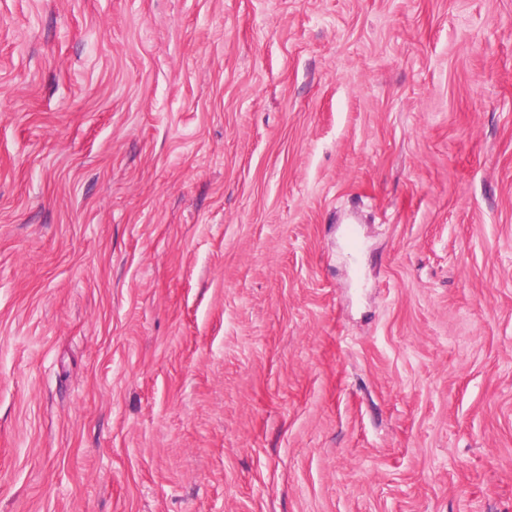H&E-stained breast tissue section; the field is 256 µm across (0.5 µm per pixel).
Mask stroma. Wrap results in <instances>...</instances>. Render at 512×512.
Instances as JSON below:
<instances>
[{"mask_svg":"<svg viewBox=\"0 0 512 512\" xmlns=\"http://www.w3.org/2000/svg\"><path fill=\"white\" fill-rule=\"evenodd\" d=\"M0 512H512V0H0Z\"/></svg>","mask_w":512,"mask_h":512,"instance_id":"stroma-1","label":"stroma"}]
</instances>
